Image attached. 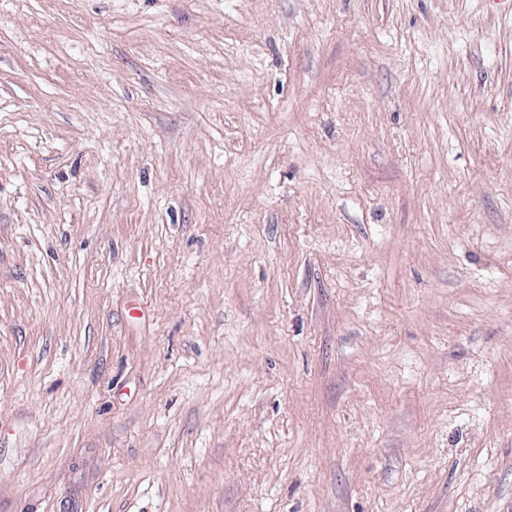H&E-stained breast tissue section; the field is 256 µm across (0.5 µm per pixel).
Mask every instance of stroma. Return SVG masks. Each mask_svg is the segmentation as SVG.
<instances>
[{"mask_svg": "<svg viewBox=\"0 0 512 512\" xmlns=\"http://www.w3.org/2000/svg\"><path fill=\"white\" fill-rule=\"evenodd\" d=\"M0 512H512L506 0H0Z\"/></svg>", "mask_w": 512, "mask_h": 512, "instance_id": "obj_1", "label": "stroma"}]
</instances>
